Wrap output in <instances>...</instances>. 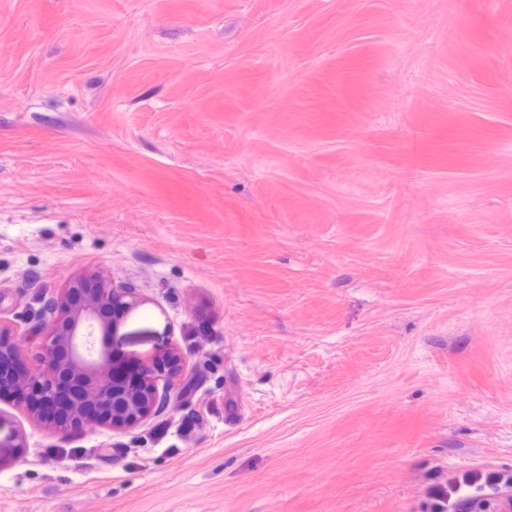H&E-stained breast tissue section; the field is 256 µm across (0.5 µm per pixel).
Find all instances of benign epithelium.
<instances>
[{
	"label": "benign epithelium",
	"instance_id": "benign-epithelium-1",
	"mask_svg": "<svg viewBox=\"0 0 512 512\" xmlns=\"http://www.w3.org/2000/svg\"><path fill=\"white\" fill-rule=\"evenodd\" d=\"M137 305L128 288H118L96 272L66 281L52 301L50 316L36 326L46 339L34 355L28 383L15 387L37 420L61 430L86 423L116 430L146 423L160 399L175 401L182 388L181 357L167 351L144 359L116 350L110 338ZM26 333L0 322V391L12 388L5 374L19 360L18 347ZM164 380L163 389L158 381ZM511 491L498 492L458 506L462 512H505Z\"/></svg>",
	"mask_w": 512,
	"mask_h": 512
}]
</instances>
